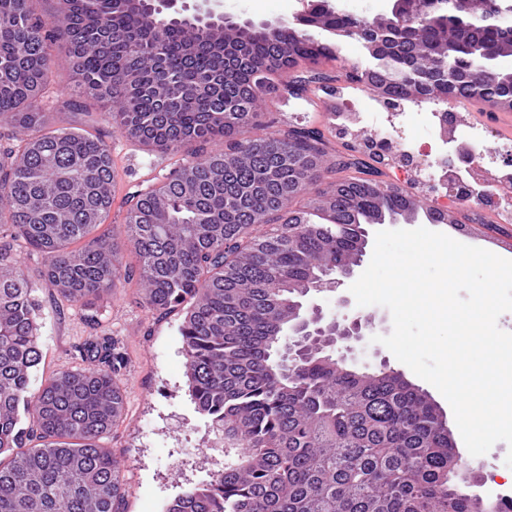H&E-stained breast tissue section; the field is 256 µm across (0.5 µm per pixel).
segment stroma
I'll use <instances>...</instances> for the list:
<instances>
[{
  "label": "stroma",
  "mask_w": 512,
  "mask_h": 512,
  "mask_svg": "<svg viewBox=\"0 0 512 512\" xmlns=\"http://www.w3.org/2000/svg\"><path fill=\"white\" fill-rule=\"evenodd\" d=\"M307 0H209L208 7L234 21L256 23H288L297 17ZM338 60H324L320 71L333 79V93L322 89L307 92L288 100L266 99L262 106V128H244L237 132L240 140L267 136L288 129L304 127L321 132L328 151H345L354 146L355 157H362L366 139L354 125L338 131L331 112L350 113L382 107L384 100L373 90L349 82L345 67L367 66L370 57L362 40L339 39ZM331 102V112H323L321 103ZM67 126L98 130L112 151V162L118 179L112 186L114 201L106 222L117 227L126 213L121 201L129 193L162 179L174 164L186 160V153L172 154L144 146L122 136L108 116L107 107L89 102L72 110L65 118ZM430 158L413 156L404 159L388 157L384 168L391 182L408 188L420 203L434 202L427 188L433 170ZM454 223L465 225L462 233L453 232L452 225H437V232L453 235L455 240L486 249L502 258L512 259V223L498 222L497 211L456 204L452 207ZM27 269L41 303L39 318L42 360L37 367L38 380L44 381L59 372L81 366L79 350L95 336H112L126 352L129 364L119 379L124 393L125 411L122 420L105 440L121 462L123 500L120 512H165L167 505L179 494L208 480L211 473L223 469L228 460L224 448L218 447L207 418L198 412L189 393L185 359L182 354L180 328L184 309L160 314L144 307L136 284H129L98 300L93 307L61 301L54 288L40 275L42 259L36 253L18 256ZM348 285L314 295L313 300L329 317L356 313L373 321L365 339L355 345L354 365L363 370L381 364L398 367L399 362L383 345L374 343L377 335L389 334L392 317L382 306H358L351 302ZM349 306H341V299ZM507 446L497 443L485 455L468 457L473 471L485 483L475 493L483 499L512 497V468L505 464Z\"/></svg>",
  "instance_id": "1"
}]
</instances>
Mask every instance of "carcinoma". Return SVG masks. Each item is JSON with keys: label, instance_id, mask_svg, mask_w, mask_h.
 I'll use <instances>...</instances> for the list:
<instances>
[{"label": "carcinoma", "instance_id": "1", "mask_svg": "<svg viewBox=\"0 0 512 512\" xmlns=\"http://www.w3.org/2000/svg\"><path fill=\"white\" fill-rule=\"evenodd\" d=\"M31 2L0 0V119L24 133L0 147V512H119L123 499L104 440L122 418L127 358L112 337L94 336L84 366L33 388L39 303L15 259L22 246L43 257V276L69 303L92 306L136 280L153 311L187 305L190 395L236 453L165 512H512V497L486 503L461 490L474 477L448 423L402 372L338 366L323 337L288 354L299 287L354 263L366 225L417 218L407 189L377 179L384 157H333L300 127L203 148L260 126L267 97L328 81L297 71L338 59L323 32L380 45L374 64L346 79L379 90L389 75L388 104L512 99V73L495 66L512 55V6L488 0L472 14L466 0H414L409 15L393 6L368 17L316 0L294 24L245 30L128 11L123 0H52L45 17ZM60 52L72 98L47 105ZM82 100L113 108L130 140L192 147V160L125 200L135 265L101 230L110 146L57 127ZM321 178L326 187L310 192Z\"/></svg>", "mask_w": 512, "mask_h": 512}]
</instances>
